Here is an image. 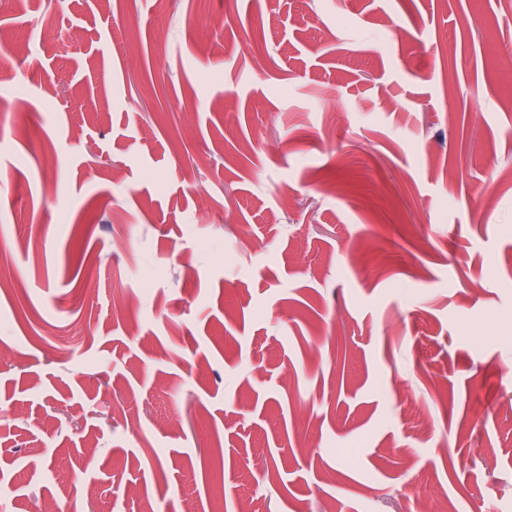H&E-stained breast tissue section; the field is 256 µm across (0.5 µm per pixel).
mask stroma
<instances>
[{
    "label": "stroma",
    "instance_id": "stroma-1",
    "mask_svg": "<svg viewBox=\"0 0 512 512\" xmlns=\"http://www.w3.org/2000/svg\"><path fill=\"white\" fill-rule=\"evenodd\" d=\"M511 62L512 0H0L7 512H512ZM403 498L422 502L423 500H437L441 504L438 512H457L454 505H448V490L433 480L430 470L420 471L404 487Z\"/></svg>",
    "mask_w": 512,
    "mask_h": 512
}]
</instances>
